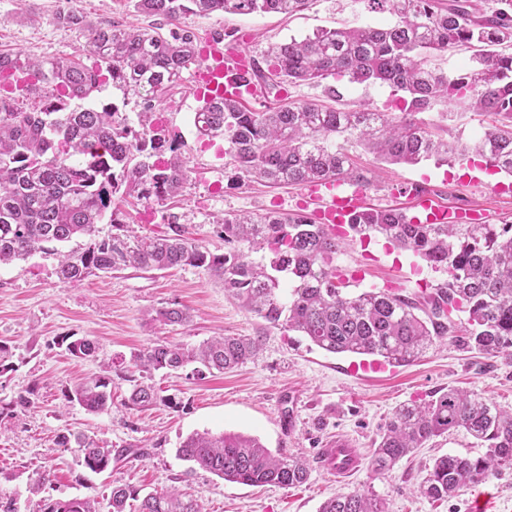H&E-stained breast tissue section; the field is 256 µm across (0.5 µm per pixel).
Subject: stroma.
<instances>
[{"instance_id":"stroma-1","label":"stroma","mask_w":512,"mask_h":512,"mask_svg":"<svg viewBox=\"0 0 512 512\" xmlns=\"http://www.w3.org/2000/svg\"><path fill=\"white\" fill-rule=\"evenodd\" d=\"M77 10L101 25L145 24L131 0H0V47L32 58L85 60L84 32L57 22L59 14ZM389 13L370 11L365 0H314L293 16L284 14L187 16L199 42L226 33L225 44L245 45L253 58L269 46L303 38L319 28L385 25ZM316 103L338 109L367 108L396 112L398 95L382 84H357L347 79L284 84L270 94L269 104L283 101ZM199 105L193 71L170 89L162 107L168 127L187 143L190 170L181 197L158 205L134 197L116 199L121 223L139 231H164L169 215H177L202 247L223 253L224 240L215 220L227 214L313 211L306 187L251 181L229 186L230 169L215 148L198 139L192 117ZM421 120L442 139L475 140L482 119L442 106L421 113ZM347 149L355 166L365 170L373 185L360 189L363 207L395 208L423 215V203L467 214L469 222L499 224L512 221V175L486 168L481 159L459 165L425 161L417 165L386 162L359 144ZM222 192H214L215 184ZM423 185L424 198L408 189ZM58 257L40 251L0 267V343L10 351L11 370L0 374V498L16 499L18 512H41L45 500L92 497L107 504L113 485L130 484L142 493L177 489L197 499L203 512H318L320 505L341 492L369 491L386 512H469L475 490L432 501L418 491L433 460L445 454L477 457L483 448L465 430L426 442L390 473L376 474L370 464L380 433L396 407L428 399L439 391L458 388L512 409V358L491 356L464 346L461 337L436 341L412 365L390 366L382 372L350 374L349 354H331L311 345L295 332L266 324L228 296L221 283L200 268L184 266L164 272L132 268L91 276L77 283L61 282ZM338 270L350 278L349 293L392 288L411 297L423 285L442 280L412 253L391 246L380 234L363 241L347 235L336 256ZM189 309L191 319L168 325L151 313L170 301ZM94 339V360L70 356L62 337ZM216 336L260 337L254 360L205 378L191 369L159 370L151 379L160 400L139 410L125 406L129 382L113 376L112 404L90 413L68 402L66 394L85 378L101 374L104 366L130 361L149 344L171 341L189 346ZM30 396V408L15 403ZM237 432L258 437L268 448L299 455L310 463L307 481L297 487H252L231 483L203 470H191L176 453L191 433ZM82 434L115 448L147 449L148 455L127 459L112 472L96 474L80 465L77 448H64L62 435ZM336 436L353 440L361 466L349 481L332 480L319 466L317 451ZM43 481L39 493L29 486Z\"/></svg>"}]
</instances>
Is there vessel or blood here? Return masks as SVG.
Returning a JSON list of instances; mask_svg holds the SVG:
<instances>
[{
    "instance_id": "b4317fda",
    "label": "vessel or blood",
    "mask_w": 512,
    "mask_h": 512,
    "mask_svg": "<svg viewBox=\"0 0 512 512\" xmlns=\"http://www.w3.org/2000/svg\"><path fill=\"white\" fill-rule=\"evenodd\" d=\"M201 68L197 74V91L208 97L220 96L238 101L250 96L253 101L263 102L261 88L253 79L251 57L243 52L228 53L220 39L208 40L200 51ZM337 184L333 181H317L309 184L312 199L325 202L326 207L317 215L320 223L333 224L351 215L358 206L357 195L344 198L336 195ZM318 457L326 473L336 481H344L359 468V458L352 443L343 437L333 441L330 447L320 449Z\"/></svg>"
}]
</instances>
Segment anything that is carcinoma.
I'll list each match as a JSON object with an SVG mask.
<instances>
[{"label": "carcinoma", "mask_w": 512, "mask_h": 512, "mask_svg": "<svg viewBox=\"0 0 512 512\" xmlns=\"http://www.w3.org/2000/svg\"><path fill=\"white\" fill-rule=\"evenodd\" d=\"M311 0H134L146 15L177 21L215 12L294 14ZM388 9L396 21L386 26L322 29L300 41L270 46L267 68L255 77L267 89L284 82L347 77L352 83L386 84L403 93L399 113L328 111L311 103L249 109L240 102L203 101L193 125L201 137L224 139L231 166L228 183L258 179L269 183L336 180L370 186L350 167L347 149L336 139L363 144L377 156L415 165L423 160L464 163L474 157L512 173V0L480 9L473 0H366ZM84 51L95 59L86 67L69 60L31 59L0 52V72L20 66L34 72L38 105L26 109L0 97V265L64 244L91 240L84 250L62 254L57 267L64 283L96 273L132 267L141 271L182 266L204 269L247 311L285 331L301 333L329 353L378 357L393 366L412 363L435 340L454 332L452 315L466 314L467 344L488 355L512 356V224H438L397 209H358L347 222L359 235L377 232L400 248L439 268L447 278L431 285L423 304L392 291L371 288L356 295L336 268L343 236L332 235L305 212L287 216L227 214L217 220L224 252L211 253L188 237L182 224H167L163 235H138L112 219V234L98 237L97 224L112 211L117 193L162 204L181 195L188 167L185 141L157 133L152 117L185 71L200 63L195 32L176 27L165 37L146 28L88 25ZM473 51L474 68L449 75L429 57L456 47ZM122 105L96 98L106 85ZM66 89L57 95V86ZM134 104L136 120L120 111ZM459 105L496 124L473 141L450 144L435 137L417 115L437 106ZM262 253L261 260L250 259ZM421 314H416V311ZM170 324L189 321L177 304L156 311ZM61 343L79 359L96 357L89 338ZM259 340L219 336L197 346L153 343L132 357L142 372H225L255 358ZM129 405L154 406L155 388L132 375ZM112 379L92 376L67 393L70 403L99 413L111 402ZM464 429L487 448L478 457L446 454L435 459L420 492L443 501L512 466V409L472 393L448 389L424 402L399 406L374 449L372 466L392 471L415 449L445 433ZM81 464L93 473L112 469L143 448L113 450L77 438ZM178 456L225 481L248 486L290 488L306 481L302 457L274 453L259 438L209 431L187 436ZM139 497L129 484L112 487L109 512H125ZM141 498V497H139ZM43 512H100L91 499L49 501ZM139 512H201L198 501L176 489L148 493ZM319 512H385L365 491L338 493Z\"/></svg>", "instance_id": "1"}]
</instances>
